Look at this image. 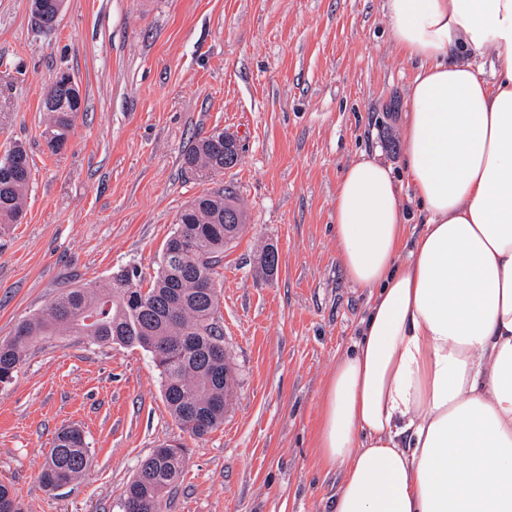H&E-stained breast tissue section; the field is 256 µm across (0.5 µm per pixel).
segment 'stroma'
<instances>
[{
    "label": "stroma",
    "mask_w": 512,
    "mask_h": 512,
    "mask_svg": "<svg viewBox=\"0 0 512 512\" xmlns=\"http://www.w3.org/2000/svg\"><path fill=\"white\" fill-rule=\"evenodd\" d=\"M384 0H64L56 30L28 0H0V159L28 152L18 223L0 231V341L68 288L135 266L152 281L176 216L228 188L247 229L220 270L234 411L182 431L148 353L84 336L30 349L0 384V481L25 512H121L125 484L163 443H182L165 512H333L339 476L319 459L323 388L352 345L368 292L340 264L336 183L358 154L400 167L414 67ZM85 110L50 153L42 101L60 72ZM234 135L221 175L188 170L198 138ZM276 245L265 274L256 246ZM80 428L83 475L53 493L39 474L57 430Z\"/></svg>",
    "instance_id": "stroma-1"
}]
</instances>
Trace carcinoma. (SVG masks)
Wrapping results in <instances>:
<instances>
[{"label": "carcinoma", "mask_w": 512, "mask_h": 512, "mask_svg": "<svg viewBox=\"0 0 512 512\" xmlns=\"http://www.w3.org/2000/svg\"><path fill=\"white\" fill-rule=\"evenodd\" d=\"M35 19L46 34L57 25L55 0H44ZM46 144L53 153L63 149L74 129L75 114L48 105ZM190 169L221 174L240 161V151L224 150V133L197 139L184 157ZM31 169L26 149L15 145L0 160V228L18 221L29 188ZM244 211L229 191L203 194L177 217L166 240L156 276L142 288L136 268H121L103 286L68 288L44 309L22 321L13 336L0 344V384L18 372L26 350L43 336H92L103 344L143 349L162 378V393L174 420L196 437L224 423V331L219 325L218 268L224 253L242 235ZM259 267L272 274L278 251L262 248ZM89 446L75 426L61 428L53 439L40 474L42 486L53 491L83 473ZM183 445L168 443L154 449L139 465L122 495V508L162 512L164 493L179 479ZM0 512H24L11 487L0 483Z\"/></svg>", "instance_id": "cac0c4a2"}]
</instances>
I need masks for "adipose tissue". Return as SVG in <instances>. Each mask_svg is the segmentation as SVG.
Segmentation results:
<instances>
[{"label":"adipose tissue","instance_id":"obj_1","mask_svg":"<svg viewBox=\"0 0 512 512\" xmlns=\"http://www.w3.org/2000/svg\"><path fill=\"white\" fill-rule=\"evenodd\" d=\"M417 65L403 154L360 155L334 205L338 257L372 300L316 432L334 512H512V0H386ZM495 50L494 82L474 58Z\"/></svg>","mask_w":512,"mask_h":512}]
</instances>
